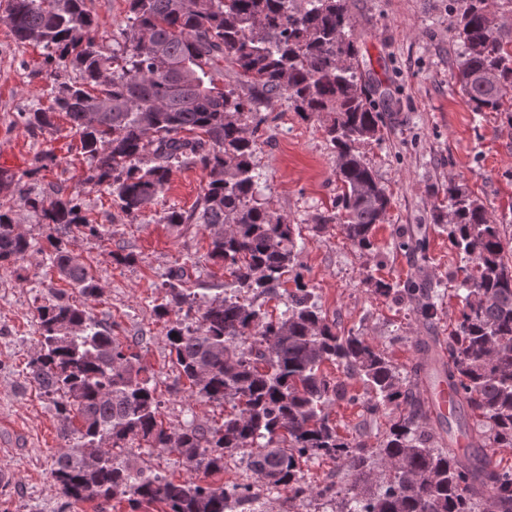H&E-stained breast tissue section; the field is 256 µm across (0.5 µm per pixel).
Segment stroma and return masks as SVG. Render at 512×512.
Returning a JSON list of instances; mask_svg holds the SVG:
<instances>
[{"mask_svg":"<svg viewBox=\"0 0 512 512\" xmlns=\"http://www.w3.org/2000/svg\"><path fill=\"white\" fill-rule=\"evenodd\" d=\"M86 5L98 23L99 41L111 44L128 24L126 0H86ZM348 5L360 36L363 77L380 89L374 97L382 115L380 138L359 152L391 195L386 221L377 225L368 251L354 248L339 224L319 225V217L336 213L342 193L336 155L322 119L302 117L284 95L260 108L263 122L252 159L257 197L299 226L294 269L327 319L367 336L406 370L421 357L418 343L447 335L459 312L454 289L466 261L451 246L447 230L434 222L449 182L463 184L482 200L512 239V121L502 112L473 111L450 79L462 52L453 0H348ZM46 57L42 47L17 43L0 20V150L17 156L9 169L22 175L33 195L54 185L67 187L82 215L110 228L104 239L80 235L67 242L103 290L100 299L85 303L95 319L111 325L121 340L146 337L139 353L155 376L165 424L222 423L223 407L189 398L171 360L165 323L154 311L165 299L167 273L178 266L186 271V287L207 300L235 287L223 264L207 261L210 235L203 225L163 219L166 209L187 211L201 200L206 175L192 165L175 168L155 205L139 217L127 215L106 186L86 183L92 160L64 115H56L50 129L30 131L17 124V113L51 103ZM46 151L56 161L44 169L38 158ZM9 215L36 249L16 266L0 268V468L16 474L12 487L0 488V512H97L96 502H71L50 478L62 450L54 405L22 374L38 350L37 308L47 289L66 294L70 288L49 267L50 230L42 214L15 198ZM402 230L425 235L426 261L399 247ZM118 253L133 254V262L115 261ZM406 279L439 283L444 293L439 322H423L375 290L377 281ZM327 411L341 435L361 431L371 445L398 414L391 407L372 415L344 401L329 404ZM136 455L139 466L174 480L204 478L231 487L255 479L241 459L205 476L154 448L137 449Z\"/></svg>","mask_w":512,"mask_h":512,"instance_id":"obj_1","label":"stroma"}]
</instances>
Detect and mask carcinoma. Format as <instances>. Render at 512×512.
I'll return each instance as SVG.
<instances>
[{
    "label": "carcinoma",
    "mask_w": 512,
    "mask_h": 512,
    "mask_svg": "<svg viewBox=\"0 0 512 512\" xmlns=\"http://www.w3.org/2000/svg\"><path fill=\"white\" fill-rule=\"evenodd\" d=\"M129 25L112 44L97 41L86 0H5L3 20L20 44L41 45L56 65L51 105L18 113L27 128H50L65 114L95 158L85 182L105 184L113 200L136 218L158 201L173 168L193 163L206 172L202 203L191 212H165L168 224L210 230L207 259L234 277L236 294L198 303L182 287L185 271L169 272L160 317L172 361L194 400L230 405L221 424L193 422L175 430L164 423L156 387L134 348L85 305L49 291L37 308L40 350L27 378L52 399L66 451L50 471L60 493L101 504L118 496L164 504V512H261L251 485L231 488L175 482L135 466L136 448H159L206 474L224 470L231 453H248L247 467L270 491L288 500L315 494L333 512H512V468L499 467L476 448L461 456L443 435L426 430L432 418L423 384L425 361L400 372L359 333L337 329L301 280L274 318L249 300L271 294L293 267L296 228L255 201L252 157L262 119L257 106L283 94L304 115H326L327 140L336 152L341 211L321 223L342 226L352 246L369 250L391 196L364 162L358 146L378 139L381 115L360 71L358 36L347 0H128ZM456 36L463 47L451 78L474 111L506 112L512 121V29L496 22L493 0H458ZM232 64L236 83L224 84L219 62ZM73 67L79 79L59 81ZM192 75L189 82L175 72ZM152 165L141 167L144 157ZM23 176L0 170V191L40 211L55 230L102 238L104 224L80 215L72 193L52 189L31 196ZM448 239L470 271L456 288L461 308L440 349L458 405L479 417L492 448L512 447V263L509 242L486 206L449 182ZM51 267L85 299L101 288L83 259L58 238L49 241ZM31 237L0 210V267L24 259ZM379 294L415 305L423 320H439L441 293L417 282H376ZM332 362L367 390L371 414L394 405L399 416L374 448L344 438L326 404L347 399L344 381L322 366ZM329 457L346 467L351 487L312 488L302 465ZM384 477L373 491L369 475Z\"/></svg>",
    "instance_id": "cac0c4a2"
}]
</instances>
